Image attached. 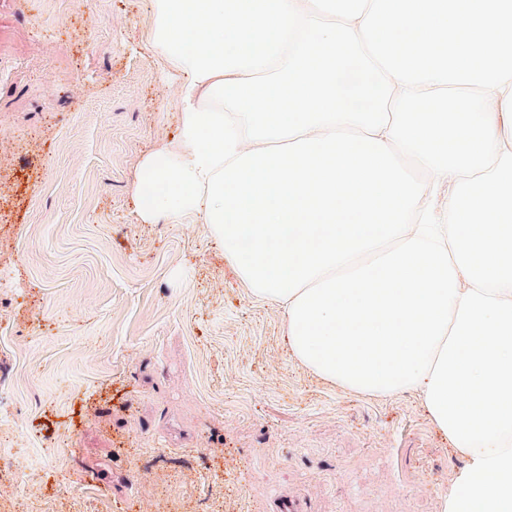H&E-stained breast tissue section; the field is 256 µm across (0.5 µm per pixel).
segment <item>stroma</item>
Here are the masks:
<instances>
[{"instance_id":"obj_1","label":"stroma","mask_w":512,"mask_h":512,"mask_svg":"<svg viewBox=\"0 0 512 512\" xmlns=\"http://www.w3.org/2000/svg\"><path fill=\"white\" fill-rule=\"evenodd\" d=\"M150 0H0V512H441L413 393L290 357L206 225L142 224L177 128Z\"/></svg>"}]
</instances>
